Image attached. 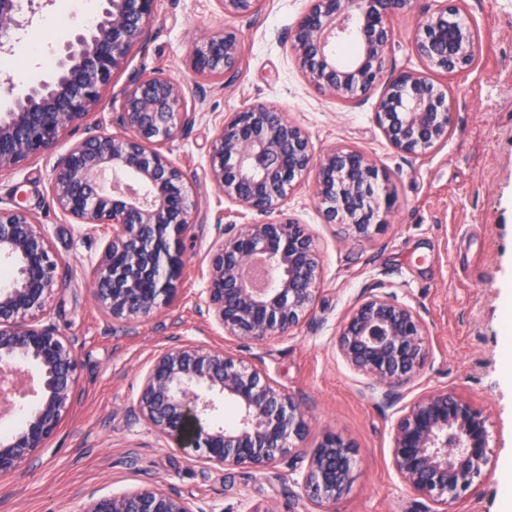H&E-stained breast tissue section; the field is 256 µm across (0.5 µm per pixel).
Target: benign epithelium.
Instances as JSON below:
<instances>
[{
  "label": "benign epithelium",
  "instance_id": "1",
  "mask_svg": "<svg viewBox=\"0 0 512 512\" xmlns=\"http://www.w3.org/2000/svg\"><path fill=\"white\" fill-rule=\"evenodd\" d=\"M157 0H101L94 19L75 26L56 51L48 80L13 97L0 114V173L54 153L66 135L84 136L58 155L49 182L58 209L79 226L111 230L92 267V294L114 323L152 318L177 292L185 240L196 196L186 170L162 148L193 126L187 90L160 70L131 75L113 97L109 133L90 122L106 92L143 50ZM229 16H249L259 0H216ZM52 0H0V47L28 27ZM410 0H310L290 35L298 69L320 94L355 102L381 89L376 122L386 142L411 157L448 139L451 99L433 79L467 71L478 41L461 0H439L419 24L413 48L423 70L384 80L391 40L389 18ZM358 42L344 64L336 45ZM242 39L234 31L209 34L191 48L198 77L219 82L240 69ZM221 204L265 220L224 223L215 211L200 307L224 335L263 344L287 336L312 314L321 275L320 252L308 225L285 215L288 198L315 172L314 196L327 224H341L356 243L369 241L397 196L386 174L362 149L316 152L306 129L274 105H257L219 120L207 159ZM0 262L15 275L0 285V379L31 366L42 390L22 423L0 438V476L32 463L69 414L78 382V357L52 322L49 299L59 284L61 258L45 225L14 198H0ZM426 323L409 303L390 293L355 302L335 336V348L369 381L370 394L396 407L392 465L402 483L448 512L484 478L490 463L487 416L448 389L404 402L407 387L427 358ZM235 422L219 421L224 403ZM128 412L159 438L189 449L211 467L267 472L291 460L295 497L315 512L331 508L349 490L354 451L328 432L305 458L299 455L309 424L299 402L262 369L233 353L186 342L154 356ZM75 512H215L150 485L79 505Z\"/></svg>",
  "mask_w": 512,
  "mask_h": 512
}]
</instances>
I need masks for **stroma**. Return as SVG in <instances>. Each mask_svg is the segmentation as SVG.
Listing matches in <instances>:
<instances>
[{"label":"stroma","mask_w":512,"mask_h":512,"mask_svg":"<svg viewBox=\"0 0 512 512\" xmlns=\"http://www.w3.org/2000/svg\"><path fill=\"white\" fill-rule=\"evenodd\" d=\"M479 50L473 67L445 83L453 102L448 140L419 157L396 152L375 119L376 97L342 103L315 91L294 65L289 35L308 0H265L253 15H223L216 0H158L145 51L132 52L129 72L158 68L182 81L197 113L193 127L165 155L195 182L197 206L187 260L174 301L132 327L111 323L91 290L90 257L106 229L79 230L49 194L54 157L0 175V197L15 193L37 214L62 259L49 301L55 324L79 358L73 407L38 458L0 476V512H75L92 498L147 485L183 500L237 512L241 500L266 512H302L288 481V465L275 474L208 467L131 422L127 409L161 350L184 342L226 349L261 367L294 396L309 420L303 448L333 432L355 450L353 482L335 512H426V500L398 478L391 462V408L371 399L364 377L336 353L334 338L348 309L378 292L415 307L428 327L426 367L410 396L448 388L482 407L488 417L491 464L482 482L449 512H501L500 488L512 467V379L503 368L512 342L501 334L504 285L512 281V0H464ZM435 0H413L390 19L386 78L420 69L413 34ZM82 20L78 0H55L36 25L45 51L70 36ZM227 28L243 37L242 66L217 85L197 78L187 59L194 41ZM255 104L278 106L302 124L315 150L348 146L369 152L385 171L398 203L366 243L351 241L342 225L324 223L312 184L288 200V215L316 238L323 272L313 314L290 335L262 345L224 336L200 312L199 270L214 238L213 215L243 218L231 202H218L206 175L216 115Z\"/></svg>","instance_id":"1"}]
</instances>
